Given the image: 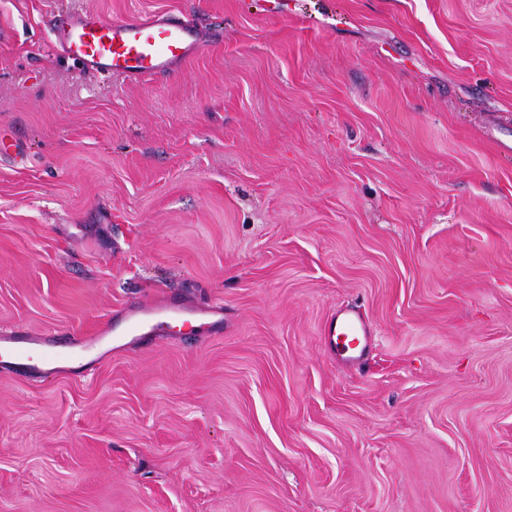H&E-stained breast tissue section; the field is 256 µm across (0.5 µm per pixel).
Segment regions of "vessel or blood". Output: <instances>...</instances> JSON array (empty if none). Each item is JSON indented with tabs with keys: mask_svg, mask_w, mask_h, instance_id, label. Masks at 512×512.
I'll use <instances>...</instances> for the list:
<instances>
[{
	"mask_svg": "<svg viewBox=\"0 0 512 512\" xmlns=\"http://www.w3.org/2000/svg\"><path fill=\"white\" fill-rule=\"evenodd\" d=\"M59 46L77 56L86 69L110 74L141 75L174 70L193 55L196 44L193 31L170 16L136 17L119 23H107L99 15L81 12L62 22L56 32ZM174 307H144L124 330L128 336H143L155 331L161 317L177 315ZM324 336L336 347L343 361L354 364L363 356L372 334L365 319L357 312L339 314L326 327ZM93 335L79 341L59 336L0 335V357L20 361L41 356L50 362L53 350L85 359L103 344Z\"/></svg>",
	"mask_w": 512,
	"mask_h": 512,
	"instance_id": "1",
	"label": "vessel or blood"
}]
</instances>
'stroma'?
Returning <instances> with one entry per match:
<instances>
[{
  "instance_id": "obj_1",
  "label": "stroma",
  "mask_w": 512,
  "mask_h": 512,
  "mask_svg": "<svg viewBox=\"0 0 512 512\" xmlns=\"http://www.w3.org/2000/svg\"><path fill=\"white\" fill-rule=\"evenodd\" d=\"M98 329L0 362V512H512V0H0V334ZM58 45L96 72L165 73L194 54L193 31L171 16L107 23L91 12L73 14L57 28ZM180 315V310L174 307H157L154 305L144 307L140 316L133 318L124 330L128 336H143L155 331L158 326L157 317ZM324 336L331 346L336 347L347 363H357L371 342L372 334L365 319L355 311H346L325 328ZM357 342V347L353 343ZM99 334L100 331L93 336H87L86 339L78 340L72 344L68 336H58L50 344L45 336H17L13 333L9 335L1 334L0 357L2 359L20 361L40 354L46 366L45 369L51 370L50 362L53 349L69 352L71 355L81 359H87L101 347L105 340V336H98ZM45 345L53 346L48 347ZM43 348H45L44 351Z\"/></svg>"
}]
</instances>
